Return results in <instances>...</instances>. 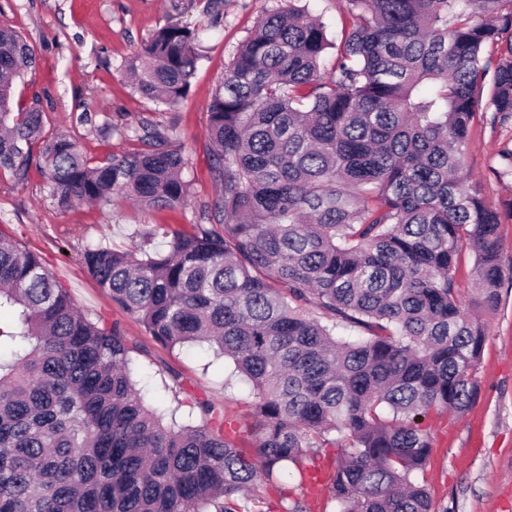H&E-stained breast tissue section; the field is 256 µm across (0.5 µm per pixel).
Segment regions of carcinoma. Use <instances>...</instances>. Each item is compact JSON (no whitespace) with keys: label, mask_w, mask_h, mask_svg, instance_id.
I'll use <instances>...</instances> for the list:
<instances>
[{"label":"carcinoma","mask_w":512,"mask_h":512,"mask_svg":"<svg viewBox=\"0 0 512 512\" xmlns=\"http://www.w3.org/2000/svg\"><path fill=\"white\" fill-rule=\"evenodd\" d=\"M347 2L337 43L289 0L238 47L208 107L215 223L161 227V249L83 255L158 342L230 359L252 386L250 422L197 398L199 424L163 425L120 330L0 235V512H247L324 448L337 449L327 491L340 512H448L416 482L434 448L419 418L478 395L487 329L465 310L463 257L485 311L512 280L499 213L464 176L473 123L512 120V0ZM33 56L0 27V172L21 174L42 134L39 110L14 111ZM198 60L195 31L167 25L128 71L172 106ZM142 139L95 164L65 134L46 141L58 207L184 203L187 159ZM491 172L512 177V147ZM284 512H313L311 488L289 491Z\"/></svg>","instance_id":"1"}]
</instances>
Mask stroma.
<instances>
[{
  "mask_svg": "<svg viewBox=\"0 0 512 512\" xmlns=\"http://www.w3.org/2000/svg\"><path fill=\"white\" fill-rule=\"evenodd\" d=\"M284 0H0V25L16 30L36 53V64L17 82L20 108L43 114L24 176L0 173V234L38 254L92 319L118 325L133 349L132 378L149 406L188 420V402L199 397L226 414L248 419L250 386L233 364L207 346L169 348L156 342L137 318L112 302L87 274L88 247L136 249L168 225L188 232L212 220L222 188L212 172L207 107L224 71L256 22ZM196 29L200 60L189 94L174 106L154 104L130 84L128 63L159 28ZM182 149L189 166L187 201L176 208L142 209L126 201L73 205L60 210L44 174L45 139L69 135L98 162L142 149L141 129ZM512 139L503 128L477 124L471 131L465 178L500 214L504 266H512V183L491 173ZM488 329L473 371L476 403L461 416L428 413L434 449L422 474L438 505L449 512H512V283L504 282L497 311L471 305Z\"/></svg>",
  "mask_w": 512,
  "mask_h": 512,
  "instance_id": "35a3bbf8",
  "label": "stroma"
}]
</instances>
